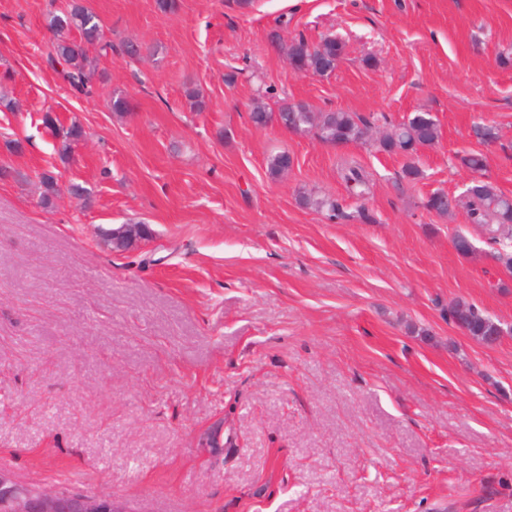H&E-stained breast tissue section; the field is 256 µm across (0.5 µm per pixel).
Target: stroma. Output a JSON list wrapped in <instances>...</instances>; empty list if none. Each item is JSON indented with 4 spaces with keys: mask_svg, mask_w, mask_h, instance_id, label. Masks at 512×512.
Here are the masks:
<instances>
[{
    "mask_svg": "<svg viewBox=\"0 0 512 512\" xmlns=\"http://www.w3.org/2000/svg\"><path fill=\"white\" fill-rule=\"evenodd\" d=\"M71 2L0 0V167L20 173L0 178V470L130 512H512V275L464 212L424 206L465 192L473 153L512 197V0H82L143 47L98 58L88 98L52 61L49 15ZM329 34L335 70L293 69L292 39ZM257 100L370 125L336 146L254 126ZM48 112L82 127L69 152ZM417 112L438 140L376 150ZM135 222L148 239L104 243ZM458 299L501 323L495 345L449 320ZM340 176L347 187L357 195L364 196L369 192L372 175L356 161L345 162L341 165ZM137 224H121L118 227L114 229H108L103 231V238L104 240L112 245V238L113 240H116L118 242V247H121L123 249H128L133 241L137 239H146L151 236L152 231L147 225H140L134 233L126 230L127 228H132L136 226ZM120 226H123V228H120Z\"/></svg>",
    "mask_w": 512,
    "mask_h": 512,
    "instance_id": "1",
    "label": "stroma"
}]
</instances>
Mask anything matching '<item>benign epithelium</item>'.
<instances>
[{"label":"benign epithelium","mask_w":512,"mask_h":512,"mask_svg":"<svg viewBox=\"0 0 512 512\" xmlns=\"http://www.w3.org/2000/svg\"><path fill=\"white\" fill-rule=\"evenodd\" d=\"M0 512H128L110 496L61 487L35 488L0 471Z\"/></svg>","instance_id":"obj_1"}]
</instances>
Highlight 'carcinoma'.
<instances>
[{
    "label": "carcinoma",
    "instance_id": "carcinoma-1",
    "mask_svg": "<svg viewBox=\"0 0 512 512\" xmlns=\"http://www.w3.org/2000/svg\"><path fill=\"white\" fill-rule=\"evenodd\" d=\"M49 27L60 36L54 50L59 63L63 65L62 79L75 92L91 93L96 60L89 56V47L97 45L102 51L112 49V44L102 42L98 15L74 0L66 9L51 16ZM342 52L341 42L332 36L324 37L316 45L299 38L291 41L287 47L288 57L293 61L295 69L305 74L325 75L331 72L334 69L333 62L341 57ZM250 119L257 127L276 121L296 132L313 129L320 140L336 145L363 139L369 127V120L355 112L315 113L304 103L285 104L273 114L267 111L264 103L257 102L251 109ZM45 123L61 139L65 152L83 136L81 127L76 124L65 126L49 113L45 115ZM438 137V127L433 117L428 113L416 112L407 120L391 125L390 130L378 140L377 148L387 153L410 154L417 146L431 144ZM290 167L291 158L286 153L275 154L268 160V172L273 178ZM340 176L357 195L364 196L369 192L371 173L358 162L343 163ZM304 204L316 211L326 210L335 218L342 216L335 201L329 198L309 196L304 199ZM425 207L439 215H452L464 209L468 222L484 229L488 239L500 245L495 252V259L507 272L512 273V235L509 234V228L512 227V201L497 192L492 183L475 179L461 197L435 192L427 197ZM151 235L152 231L146 225L139 226L133 233L120 227L103 231L107 243L115 240L123 249L129 248L133 241ZM448 318L482 343L492 336L500 335L499 323L464 300H456L448 306Z\"/></svg>",
    "mask_w": 512,
    "mask_h": 512
}]
</instances>
